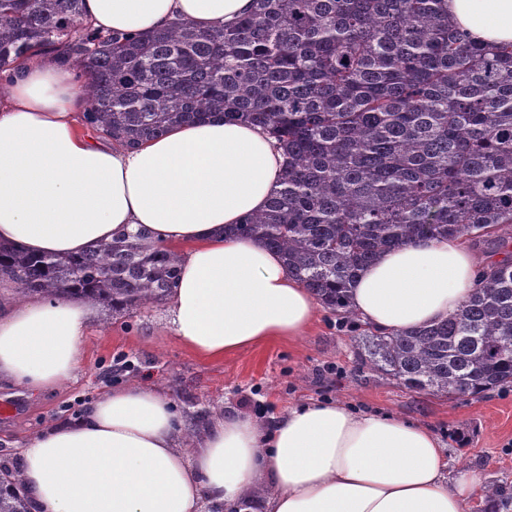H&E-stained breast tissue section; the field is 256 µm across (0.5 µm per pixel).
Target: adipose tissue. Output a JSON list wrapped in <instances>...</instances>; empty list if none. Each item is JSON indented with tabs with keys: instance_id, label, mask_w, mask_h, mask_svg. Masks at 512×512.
<instances>
[{
	"instance_id": "adipose-tissue-1",
	"label": "adipose tissue",
	"mask_w": 512,
	"mask_h": 512,
	"mask_svg": "<svg viewBox=\"0 0 512 512\" xmlns=\"http://www.w3.org/2000/svg\"><path fill=\"white\" fill-rule=\"evenodd\" d=\"M253 0H84L101 33H146L180 19L235 21ZM452 22L488 45L512 42V0H448ZM72 66L45 51L11 71L0 100V241L76 254L145 227L183 250L165 303L180 345L221 358L312 325L316 298L263 244L225 227L264 208L283 156L260 128L213 120L176 127L135 149L87 140ZM482 262L459 237L389 250L351 289L363 322L386 333L447 319L470 297ZM95 305L75 297L17 303L0 293V382L56 389L85 358ZM172 401L129 385L29 439L18 459L30 512H467L476 473L448 480L426 426L333 401L289 408L271 424L217 416L192 451ZM250 487L262 488L257 497Z\"/></svg>"
}]
</instances>
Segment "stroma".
I'll use <instances>...</instances> for the list:
<instances>
[{
    "label": "stroma",
    "mask_w": 512,
    "mask_h": 512,
    "mask_svg": "<svg viewBox=\"0 0 512 512\" xmlns=\"http://www.w3.org/2000/svg\"><path fill=\"white\" fill-rule=\"evenodd\" d=\"M354 335L350 324L322 308L296 341H268L207 359L179 345L163 306L130 317L101 310L84 362L59 390L30 396L0 385V461H16L30 436L119 386L143 383L164 393L195 430L227 413L269 423L289 406L331 399L429 427L448 453L449 478L464 471L482 477L484 490L472 496L469 512H489L486 488L512 487V387L460 399L417 393L361 370ZM460 435L465 445H458Z\"/></svg>",
    "instance_id": "obj_1"
}]
</instances>
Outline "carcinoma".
<instances>
[{
	"label": "carcinoma",
	"instance_id": "obj_1",
	"mask_svg": "<svg viewBox=\"0 0 512 512\" xmlns=\"http://www.w3.org/2000/svg\"><path fill=\"white\" fill-rule=\"evenodd\" d=\"M236 24L92 31L82 0H0V71L53 49L84 76L88 118L133 147L186 122L259 126L285 151L280 188L231 228L281 254L323 307L383 251L456 236L502 257L448 318L355 338L362 367L412 391L476 397L512 386V43L487 47L446 0H253ZM182 256L144 231L79 255L0 247L19 298L77 296L114 314L165 300ZM0 512H28L0 465ZM487 497L502 512L504 487Z\"/></svg>",
	"mask_w": 512,
	"mask_h": 512
}]
</instances>
